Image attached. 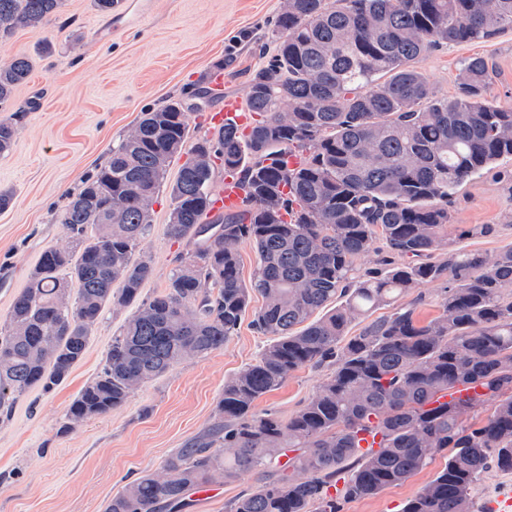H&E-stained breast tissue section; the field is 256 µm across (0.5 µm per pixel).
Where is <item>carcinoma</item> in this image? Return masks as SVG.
<instances>
[{
  "label": "carcinoma",
  "instance_id": "carcinoma-1",
  "mask_svg": "<svg viewBox=\"0 0 512 512\" xmlns=\"http://www.w3.org/2000/svg\"><path fill=\"white\" fill-rule=\"evenodd\" d=\"M61 5L0 0V40ZM506 28L512 0H286L271 31L276 54L245 89L257 116L248 135L225 125L188 150L190 108L173 99L142 113L107 164L69 194L60 221L72 241L42 254L0 328V417L31 388L66 380L107 306L137 303L69 406L68 428L224 347L250 311L253 329L272 341L224 383L213 423L104 512H177L189 491L255 471L264 478L226 512H341L343 501L400 484L447 449L402 512H470L487 470L512 472V248L448 249V199L512 159V107L485 99L482 56L464 62L451 101L409 63ZM30 73L24 55L0 62L1 107ZM16 132L0 122V154ZM184 153L166 231L196 249L164 292L143 299L155 269L133 255L167 168ZM217 163L239 175L244 212L209 217ZM377 241L399 262L356 274ZM242 243L258 258L248 284ZM440 251L447 258L431 260ZM436 282V318L420 322L409 304L347 335L370 311ZM256 295L263 304L252 310ZM326 362L335 369L290 417L257 413L255 402L290 373ZM484 406L487 418L467 424ZM368 429L380 443L363 450L357 435Z\"/></svg>",
  "mask_w": 512,
  "mask_h": 512
}]
</instances>
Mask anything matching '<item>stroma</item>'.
Segmentation results:
<instances>
[{"label": "stroma", "instance_id": "obj_1", "mask_svg": "<svg viewBox=\"0 0 512 512\" xmlns=\"http://www.w3.org/2000/svg\"><path fill=\"white\" fill-rule=\"evenodd\" d=\"M286 0H132L125 17L99 12L94 0H63L57 17L37 28H20L0 41V59L22 54L32 71L0 120L16 123L11 149L0 155V189L12 192L0 211V326L14 298L26 288L43 252L66 244L58 217L70 192L104 165L114 145L142 112L171 99H189L200 80L224 66V92L242 96L249 76L265 66L260 46ZM475 54L492 68L485 97L512 106V30L459 46H442L413 66L439 96L452 98L465 60ZM180 169L168 168L151 211V226L135 255L156 272L144 295L164 290L189 240L166 234L169 189ZM451 248L494 253L512 246V160L474 176L448 203ZM474 224L491 225L469 235ZM131 308L105 307L86 353L69 378L51 392L33 388L0 421V512H104L124 486L159 468L176 449L212 423L225 381L254 363L269 337L242 322L224 347L188 359L130 395L109 413L65 428V413L102 370L113 338ZM330 366L304 367L261 397L257 412L288 417L308 403ZM437 455L405 482L376 496L343 503L342 512H400L404 503L440 471ZM260 472L218 481L222 494L189 500L184 512H225L226 505L261 480Z\"/></svg>", "mask_w": 512, "mask_h": 512}]
</instances>
